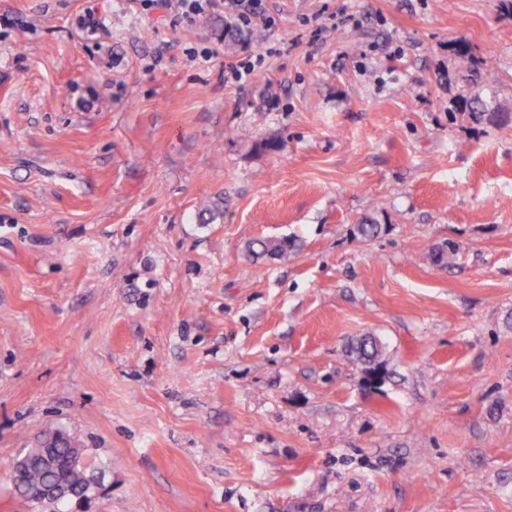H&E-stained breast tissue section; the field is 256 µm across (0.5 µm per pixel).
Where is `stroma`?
Listing matches in <instances>:
<instances>
[{
  "label": "stroma",
  "mask_w": 512,
  "mask_h": 512,
  "mask_svg": "<svg viewBox=\"0 0 512 512\" xmlns=\"http://www.w3.org/2000/svg\"><path fill=\"white\" fill-rule=\"evenodd\" d=\"M265 4L0 0V512H49L12 463L58 428L101 476L69 512H512V7ZM212 0H177L175 12L171 15V25L191 26L210 11ZM264 0H225L224 13L238 30L253 29L260 21L270 26L272 21L265 14ZM274 53L273 48H266L263 52L251 50L238 61L224 67V82L237 87L248 84L257 68L265 64L266 57Z\"/></svg>",
  "instance_id": "35a3bbf8"
}]
</instances>
